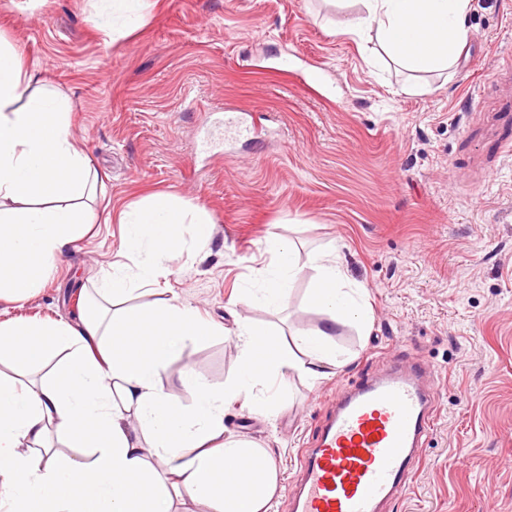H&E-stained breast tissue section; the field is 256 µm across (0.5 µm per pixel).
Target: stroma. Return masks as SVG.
<instances>
[{
    "instance_id": "35a3bbf8",
    "label": "stroma",
    "mask_w": 512,
    "mask_h": 512,
    "mask_svg": "<svg viewBox=\"0 0 512 512\" xmlns=\"http://www.w3.org/2000/svg\"><path fill=\"white\" fill-rule=\"evenodd\" d=\"M98 8L0 0V37L36 87L68 97L72 137L101 180L91 234L24 305L0 299V321L76 323L102 275L136 260L120 211L156 192L197 203L211 238L184 227L165 276L128 300L175 296L218 326L158 381L187 404L184 367L217 387L233 379L237 321L287 342L324 325L307 302L310 258L336 253L371 308L368 332L333 331L348 365L276 381L274 415L235 401L225 418L231 434L270 449L274 512H288L297 452L336 390L411 358L437 377L436 422L387 512H512V0H471L457 67L421 73L389 61L374 31L346 33L359 0H145L142 25L117 41ZM226 108L261 138L206 146ZM277 237L300 272L274 312L240 296L260 287Z\"/></svg>"
}]
</instances>
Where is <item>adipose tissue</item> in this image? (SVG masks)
<instances>
[{
    "label": "adipose tissue",
    "mask_w": 512,
    "mask_h": 512,
    "mask_svg": "<svg viewBox=\"0 0 512 512\" xmlns=\"http://www.w3.org/2000/svg\"><path fill=\"white\" fill-rule=\"evenodd\" d=\"M364 12L347 31L376 29L383 52L412 71L446 70L469 40L470 0H360ZM113 38L130 34L142 18L141 0H102L98 12ZM12 46L0 43V296L22 303L54 272L64 245L83 239L95 215L98 173L74 141L70 105L59 94L31 88ZM120 222L138 259L135 274L121 267L104 277L80 326L43 321L0 322V495L8 512H171L187 496L207 512H272L278 473L267 449L228 436L225 402L253 396L276 377L295 372L322 378L323 365L342 366L328 328L296 334L295 347L250 321L234 332L237 370L217 388L193 369L181 383L194 393L185 405L157 380L179 346L214 333L211 323L178 299L152 307L115 308L133 283L162 274V259L181 248V227L211 234L199 206L158 192L123 211ZM276 270L262 274L257 300L279 308L298 272L289 241L274 245ZM309 302L330 324H366L364 287L352 284L338 257L313 260ZM70 359L55 378L32 380L58 348ZM92 451L77 462L43 450L49 433Z\"/></svg>",
    "instance_id": "ef3b65f1"
}]
</instances>
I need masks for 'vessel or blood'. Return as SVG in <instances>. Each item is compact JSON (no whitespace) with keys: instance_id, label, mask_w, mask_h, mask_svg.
Wrapping results in <instances>:
<instances>
[{"instance_id":"b4317fda","label":"vessel or blood","mask_w":512,"mask_h":512,"mask_svg":"<svg viewBox=\"0 0 512 512\" xmlns=\"http://www.w3.org/2000/svg\"><path fill=\"white\" fill-rule=\"evenodd\" d=\"M427 374L415 361L338 390L299 453L289 512H382L405 492L435 425Z\"/></svg>"}]
</instances>
